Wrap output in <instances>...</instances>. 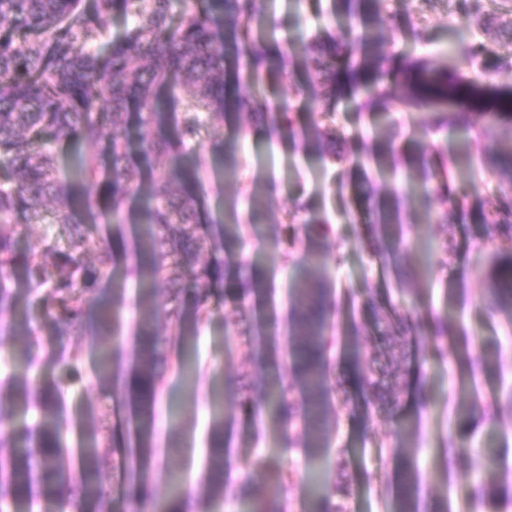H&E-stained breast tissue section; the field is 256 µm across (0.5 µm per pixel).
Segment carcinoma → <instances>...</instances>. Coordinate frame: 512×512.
<instances>
[{
  "label": "carcinoma",
  "mask_w": 512,
  "mask_h": 512,
  "mask_svg": "<svg viewBox=\"0 0 512 512\" xmlns=\"http://www.w3.org/2000/svg\"><path fill=\"white\" fill-rule=\"evenodd\" d=\"M462 29L450 43L440 63L407 59L390 52L382 29L390 19L379 8L381 0H334L333 14L348 28L342 39L300 37L288 51L270 53L268 41L275 27L261 32L257 0H185L177 16L170 0H0V336L12 347L0 354L10 368L0 387H8L10 404L0 403V512H32L37 502L52 505L51 512H114L113 476L100 452V435L108 429L112 394L124 391L131 403L129 439L125 446L127 480L142 486L139 500L120 512H144L154 502L152 440L164 374L183 367L185 352L199 329L217 311L211 306L213 270L200 263L204 252L225 254L224 280L244 314L254 297L268 295L251 263L236 250L241 245L239 224L225 225V241L208 235L199 191L202 162H180V147L197 140L202 131L217 135L224 118L247 114L269 127L270 135L292 134L291 108L275 109L261 90L269 70L286 71L300 57L309 65L308 83L295 88L299 96L312 95L320 110L298 133L317 148L323 160L344 162L336 149L333 119L336 101L343 93L359 105L382 115L394 110H422L429 131L448 129L490 142L487 165L500 183L499 203L480 215L483 232L492 239L512 243V94L490 91L478 73L464 77L473 66L479 45L471 40V24L489 30L495 14L485 0H453ZM121 12L131 24L105 39L112 16ZM233 56L243 64L237 84L245 87L232 97L224 91L226 61ZM477 104L488 121L477 126L469 104ZM135 115L145 130L140 152L175 162L148 185L140 181L137 163L129 152L127 123ZM67 142L73 148V165L62 172L60 156L52 144ZM436 149L422 142L410 161L407 198L424 215L430 234H445L450 224H465L468 214L450 169H432ZM438 179L442 208L434 210L429 192H420L416 178ZM79 185L102 187V198L87 196L82 207L74 201ZM359 193L371 205L377 224L374 234L386 257L404 248L399 212L377 202L368 181ZM145 199L143 219L137 225L133 257L113 284L112 300L99 297L97 285L112 265V253L97 241L80 211H94L104 202L113 225L125 223L130 197ZM296 209L306 213L303 229L309 241L310 264L303 268L292 252L282 248V261L299 270L291 295L295 339L291 352L292 376L270 379L260 393L245 383H230L227 393L239 395L250 411L264 410L272 424L299 423L303 446L313 457L326 449L325 420L333 389L328 384L330 355L335 347L329 335L335 305L328 304L332 289L320 263L319 242L328 233L325 220L308 211L305 202ZM57 224L67 237L61 249L53 239L39 250L19 254L16 236L22 225ZM28 284L22 293L18 280ZM168 291L167 301H157V282ZM137 287L138 349L128 378L122 379L127 283ZM496 309L512 319V262L499 267L487 285ZM375 322L378 348L403 344L416 334L418 324L388 301L367 302ZM173 321L166 337L155 333L160 316ZM59 341L54 365L60 377L34 382L43 364L38 331L43 326ZM276 321L269 313L254 332L240 336L249 345L274 335ZM93 333L100 338L98 371L89 385L101 392L100 405L88 412L82 426L77 461L67 463L69 420L64 411L66 390L82 380L80 351L69 345L76 336ZM448 321L438 319L433 342L439 353L454 338ZM484 358L468 357V376L462 385L477 393V376ZM371 397L391 401L392 390L374 368L363 372ZM303 404L294 406L296 392ZM35 408L36 421L20 424V411ZM487 415L512 413V395L486 406ZM210 470L199 489L208 504L232 493L224 478V421L213 422L209 440ZM469 487L468 499L481 505L512 500L508 482L459 474ZM395 512H422L414 463L406 460L397 478ZM347 486L330 482L311 497L309 512H346ZM252 512H284L277 499L255 496Z\"/></svg>",
  "instance_id": "carcinoma-1"
}]
</instances>
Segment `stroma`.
<instances>
[{"mask_svg":"<svg viewBox=\"0 0 512 512\" xmlns=\"http://www.w3.org/2000/svg\"><path fill=\"white\" fill-rule=\"evenodd\" d=\"M258 5L261 14L276 25L278 38L298 33L343 34L341 22L330 13L331 0H258ZM381 12L395 21L394 29L385 30V37H398L399 51L429 60L436 59L446 45L448 28L455 21L448 0H383ZM476 40L485 47L480 63L489 84L512 86V73L501 68L503 62L512 60V44L483 33ZM306 80L301 69L289 76L272 72L266 75L264 85L267 97L273 103L290 105L302 123L318 108L313 98L293 93L294 86ZM392 121L397 152L389 161V172L374 174L371 182L377 198L395 204L404 222L408 249L396 264L378 253L357 208L344 205L351 195V179L359 168L372 164L384 144L383 135L371 131V115L359 108L357 101L346 97L337 104L336 129L348 153L341 168L322 166L315 149L302 141L269 138L264 126L247 115L228 117L222 136L203 133L197 143L184 149V159H199L205 165L204 191L214 237H223L225 225L236 220L244 225H272L281 237H293L295 255L301 260L308 241L302 232L305 216L296 211V201L307 200L314 212L327 218L331 234L321 250L333 283V323L338 338L329 382L341 385L343 392L331 400L328 447L315 458L308 456L298 436L272 431L234 400L212 397V385L223 380L248 374L259 381L289 373L286 354L293 344L289 334L291 270L283 265L278 250L245 234L244 256L275 285L276 334L264 346L242 345L224 320L234 310L232 303H225L222 314L200 330L188 353L190 362L201 372L198 386H187L177 370L167 372L154 439L158 498H166L171 473H179L188 483L205 479L209 429L218 414L228 425L224 474L236 488L233 502L243 512L250 506L247 495L251 492L282 497L285 512H307V475L319 467L329 478H336V458L341 451L348 462L347 512H392L395 470L406 453L397 444L394 431L404 421L417 424L418 449L411 455L421 473V494L429 507H442L447 495L442 441L448 434H455L468 448L458 461L459 470L480 473L486 452L496 449L501 463L496 478L512 479V416L492 421L479 407L458 412L463 366L456 353L437 356L432 342V326L438 316L463 323L471 338V355L488 360L480 379L482 400H490L503 390L512 391V326L504 315L487 308L485 290L488 277L512 256V247L487 239L475 220L480 210L493 207L498 199L496 181L484 163L489 144L475 137L459 144L449 134L436 135L439 151L434 165L452 168L467 186L465 205L472 219L449 226L448 239L455 248L451 261L445 265L432 261L428 271L421 274L415 244L425 235V220L405 204L398 174L406 170L408 154L426 135L412 113H393ZM228 140L236 141L239 157L231 178L216 164ZM142 206L141 198L130 202L126 210L129 225L123 231L103 223L92 227L94 236L111 244L115 267L124 265L131 250L130 224L140 220ZM372 295L406 306L421 325V333L412 337L406 355L393 361L401 375L398 402L389 410L359 400L354 383L358 370L371 358L370 339L375 327L364 302ZM127 416L122 395H115L108 458L116 467L113 485L120 501L131 493L120 468L128 440ZM257 458L262 459L263 468L253 467ZM279 469L297 477L288 491H281L271 477Z\"/></svg>","mask_w":512,"mask_h":512,"instance_id":"obj_1","label":"stroma"}]
</instances>
